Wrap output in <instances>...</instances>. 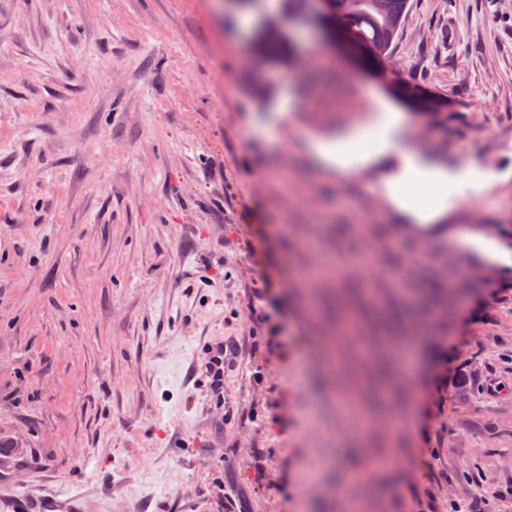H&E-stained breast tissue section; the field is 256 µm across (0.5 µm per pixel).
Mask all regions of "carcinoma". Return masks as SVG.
Segmentation results:
<instances>
[{
	"mask_svg": "<svg viewBox=\"0 0 512 512\" xmlns=\"http://www.w3.org/2000/svg\"><path fill=\"white\" fill-rule=\"evenodd\" d=\"M409 0H328V9L348 36L364 47H382L391 53L407 14ZM285 37L264 35L254 53L275 62L287 56ZM392 89L402 100L427 112H445L448 101L422 84L405 78L391 79Z\"/></svg>",
	"mask_w": 512,
	"mask_h": 512,
	"instance_id": "obj_1",
	"label": "carcinoma"
}]
</instances>
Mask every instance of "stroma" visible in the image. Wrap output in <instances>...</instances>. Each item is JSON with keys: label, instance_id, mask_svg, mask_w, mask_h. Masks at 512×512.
<instances>
[{"label": "stroma", "instance_id": "obj_1", "mask_svg": "<svg viewBox=\"0 0 512 512\" xmlns=\"http://www.w3.org/2000/svg\"><path fill=\"white\" fill-rule=\"evenodd\" d=\"M259 25L233 0H0V495L10 512H512V264L493 253L512 250V0H410L390 64L439 113L302 23L254 77ZM391 109L418 154L475 172L439 223L383 199L404 167ZM314 142L361 162L323 164ZM462 232L482 244L450 255ZM263 291L288 348L248 308ZM204 335L243 343L220 415L181 383ZM347 407L368 421L359 456ZM383 455L396 466L372 471ZM390 81L395 94L405 102L418 105L427 112L447 111L448 101L422 84L405 78H391Z\"/></svg>", "mask_w": 512, "mask_h": 512}]
</instances>
